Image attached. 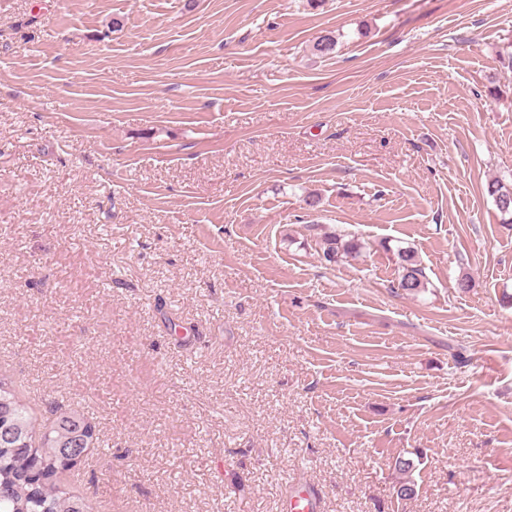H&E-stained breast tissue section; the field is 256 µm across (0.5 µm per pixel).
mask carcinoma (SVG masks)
<instances>
[{
  "label": "carcinoma",
  "instance_id": "1",
  "mask_svg": "<svg viewBox=\"0 0 512 512\" xmlns=\"http://www.w3.org/2000/svg\"><path fill=\"white\" fill-rule=\"evenodd\" d=\"M486 192L502 223L512 224V185L491 180ZM320 249L324 261L332 264L360 256L363 245L334 232L322 237ZM383 249L395 258L397 287L408 282L407 294L425 291L428 281L416 252L409 247ZM97 441V426L77 409L61 410L37 424L13 381L0 372V512H91L88 497L72 492L66 480Z\"/></svg>",
  "mask_w": 512,
  "mask_h": 512
}]
</instances>
